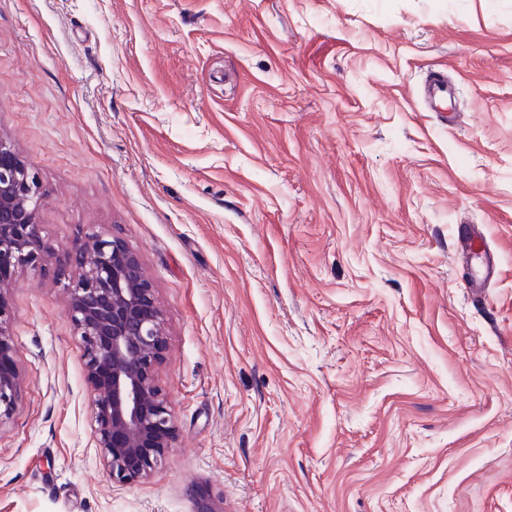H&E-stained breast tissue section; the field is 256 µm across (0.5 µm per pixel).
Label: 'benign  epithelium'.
<instances>
[{"label": "benign epithelium", "mask_w": 512, "mask_h": 512, "mask_svg": "<svg viewBox=\"0 0 512 512\" xmlns=\"http://www.w3.org/2000/svg\"><path fill=\"white\" fill-rule=\"evenodd\" d=\"M43 198L38 174L0 138V277L18 267L41 269L50 250L36 223ZM66 252L80 270L65 288L91 389L97 445L108 477L133 483L163 463L173 435L172 413L156 379L166 339L155 289L139 254L117 236L92 230ZM10 319L0 295L1 360L9 350ZM17 388V374L0 371V422L12 414Z\"/></svg>", "instance_id": "obj_1"}]
</instances>
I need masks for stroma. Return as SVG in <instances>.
Instances as JSON below:
<instances>
[{
  "instance_id": "stroma-1",
  "label": "stroma",
  "mask_w": 512,
  "mask_h": 512,
  "mask_svg": "<svg viewBox=\"0 0 512 512\" xmlns=\"http://www.w3.org/2000/svg\"><path fill=\"white\" fill-rule=\"evenodd\" d=\"M0 137L55 247L0 288V512H512V0H0ZM92 229L163 314L132 484L67 314ZM18 376L14 372L0 371V423L12 414L17 398Z\"/></svg>"
}]
</instances>
